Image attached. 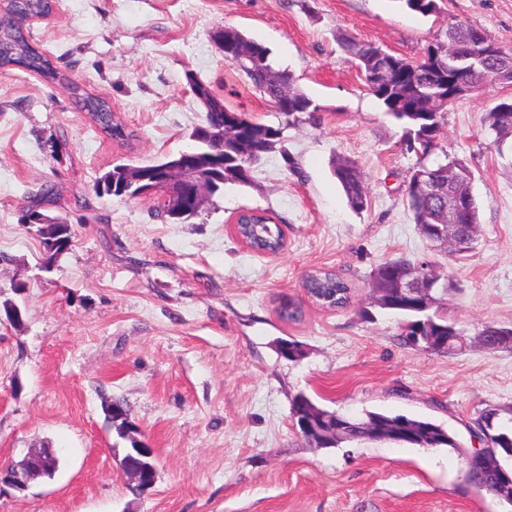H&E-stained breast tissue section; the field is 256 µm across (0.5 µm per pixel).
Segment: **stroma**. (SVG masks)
<instances>
[{
  "instance_id": "35a3bbf8",
  "label": "stroma",
  "mask_w": 512,
  "mask_h": 512,
  "mask_svg": "<svg viewBox=\"0 0 512 512\" xmlns=\"http://www.w3.org/2000/svg\"><path fill=\"white\" fill-rule=\"evenodd\" d=\"M483 29L512 49V0H443L422 16L397 0H59L25 21L32 40L85 91L105 97L134 129V148L95 129L66 87L19 69L0 75V465L51 444L60 467L24 491L0 488V512H512L465 478L478 410L512 406V352L475 338L512 326V151H497L485 116L512 86L449 103L435 152L473 172L479 236L465 262L432 250L404 205L418 162L402 129L366 89L337 31L420 58L448 26ZM233 26L270 48L277 68L315 103L294 124L277 112L211 34ZM228 109L282 127L251 184L228 185L191 224L153 216L155 200L96 197L117 164L190 150L205 118L188 80ZM344 157L362 171L369 203L354 212L332 174ZM53 199L41 201L43 189ZM69 224L71 250L53 269L29 207ZM268 212L284 251L243 247L237 215ZM396 257L425 261L452 283L449 319L474 341L458 355L405 344L402 320L379 309L370 274ZM352 287L326 309L302 287L311 270ZM301 308L282 320L283 299ZM297 342L302 354L280 352ZM305 392L347 416L368 411L428 419L460 450L364 443L314 448L290 417ZM135 429L120 437L112 402ZM153 451L154 487L137 495L120 462Z\"/></svg>"
}]
</instances>
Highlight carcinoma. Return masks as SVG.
<instances>
[{
    "instance_id": "cac0c4a2",
    "label": "carcinoma",
    "mask_w": 512,
    "mask_h": 512,
    "mask_svg": "<svg viewBox=\"0 0 512 512\" xmlns=\"http://www.w3.org/2000/svg\"><path fill=\"white\" fill-rule=\"evenodd\" d=\"M53 10L51 0H7L0 14V74L14 65L40 76L48 83L65 85L69 94L86 112L96 128L117 143L129 145L136 138L134 131L112 112V105L104 98L86 92L78 83L62 74L49 57L34 46L24 34L23 22L31 17H47ZM344 50L354 60L363 75L367 91L373 95L389 117L402 128V140L406 149L419 157L417 170H427L439 185L440 193L423 199L414 197L413 181L405 186V204L416 224H436L445 218L448 197L462 196L472 205L471 223H479V206L473 193V174L462 161L427 164L431 141L441 135L446 106L438 99L448 96V55L437 56L430 52L423 58L412 61L388 53L381 46L347 35L339 36ZM487 39V34L473 26L451 25L444 32V40L451 42L459 55L471 53L476 45ZM224 51L226 62L235 66L263 96L274 101L280 96L283 81L293 82L291 75L273 67L268 47L247 38L233 26L224 27ZM512 66V53L504 50L496 56L482 60L480 72L486 78L503 72V65ZM289 102L295 108H280L288 117V123L298 120V115L317 110L312 100L301 90L291 89ZM512 103L504 100L495 103L486 113L489 133L493 142L499 144L512 136V118L503 120L497 113ZM225 127L233 131V137L224 141V155L219 157L217 167L212 170L218 182V192L224 186L244 185L251 181L254 165L282 142V129L262 122H252L244 112H224L219 108L206 109L205 121L198 129L209 128L217 133ZM333 174L342 189L349 207L361 212L368 205V192L358 166L347 158H338L333 164ZM239 232L247 237L258 253L277 250L283 240L282 230L273 218L257 212L241 213L237 217ZM44 251V262L52 264L73 243V232L69 224H42L37 228ZM417 263L394 258L377 266L371 276V288L381 290L376 297L378 307L394 311L406 318L405 342L416 346V337L421 336L419 349L437 354L456 355L465 351V330L440 312L448 289V279L438 275L440 283L426 293L427 301L411 302L399 292V282L415 272ZM308 287L318 289V294L334 298L336 306L347 305L350 286L339 276L314 270L308 273ZM479 335L483 344L492 349L512 351V327L486 324ZM107 419L120 429L128 426V410L119 403L106 407ZM291 417L296 425L312 417L343 420L342 432L324 434L315 442L318 448H339L344 444H362L378 440L397 446L413 448H444L460 450L457 440L442 426L403 415L382 412H367L361 417L343 415L315 404L303 393L295 395L291 403ZM472 436L479 439L484 455L496 457L498 464L512 472L508 460L512 457L503 452L512 448V406L489 405L472 419ZM466 479L481 490L488 491L497 479V473L466 466Z\"/></svg>"
}]
</instances>
